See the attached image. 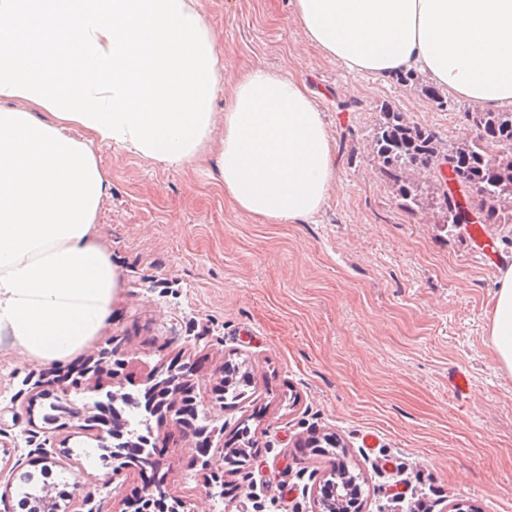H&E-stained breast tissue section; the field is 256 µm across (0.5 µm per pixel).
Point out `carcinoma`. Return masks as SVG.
Here are the masks:
<instances>
[{
	"label": "carcinoma",
	"mask_w": 512,
	"mask_h": 512,
	"mask_svg": "<svg viewBox=\"0 0 512 512\" xmlns=\"http://www.w3.org/2000/svg\"><path fill=\"white\" fill-rule=\"evenodd\" d=\"M476 136L456 146L441 149L435 132L407 120L401 112L383 109L370 146L389 183L395 187L403 205L410 212L420 209L418 184L426 176L437 185L435 201L448 215V224L464 219L457 199L443 190L438 176L432 174L440 160L452 159L463 177L476 188L474 204L485 214L488 224H512V110L490 111L474 108L468 113ZM251 375L240 366L224 375V398L240 399L250 387ZM332 475L341 486L361 479L342 459L332 462ZM18 495L26 504L34 502L46 487L36 473L18 476Z\"/></svg>",
	"instance_id": "carcinoma-1"
}]
</instances>
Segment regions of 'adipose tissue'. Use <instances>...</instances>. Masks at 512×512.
<instances>
[{"instance_id": "adipose-tissue-1", "label": "adipose tissue", "mask_w": 512, "mask_h": 512, "mask_svg": "<svg viewBox=\"0 0 512 512\" xmlns=\"http://www.w3.org/2000/svg\"><path fill=\"white\" fill-rule=\"evenodd\" d=\"M306 38L348 68L424 73L477 106L512 105V0H292ZM196 0H0V337L66 360L105 326L122 286L97 216V148L173 168L203 157L243 213L309 220L336 178L306 85L263 67L235 81ZM491 342L512 372V266Z\"/></svg>"}]
</instances>
